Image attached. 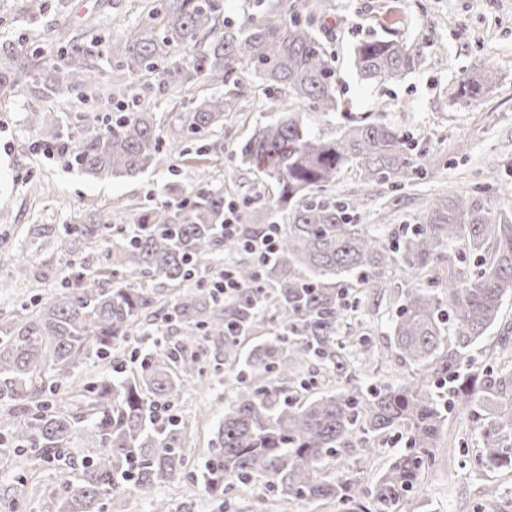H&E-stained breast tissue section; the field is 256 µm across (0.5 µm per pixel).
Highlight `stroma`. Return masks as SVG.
Here are the masks:
<instances>
[{"label": "stroma", "mask_w": 512, "mask_h": 512, "mask_svg": "<svg viewBox=\"0 0 512 512\" xmlns=\"http://www.w3.org/2000/svg\"><path fill=\"white\" fill-rule=\"evenodd\" d=\"M45 10L31 20L21 13L20 0H0V49L27 46L53 59L62 30L83 31L81 44L93 47L99 35L118 41L139 27L145 14L142 0H43ZM336 14L327 21L326 46L336 67V94L347 111L374 112L407 132L415 154L433 160L428 174L409 185L375 187L369 204L355 213L360 224H384L395 230L416 223L436 197L479 195L480 170L496 161L504 180L512 181V0H335ZM397 23L399 37L423 46L422 63L405 78L368 83L359 78L351 60L355 43L382 34L385 20ZM103 70L99 85L59 104L66 125L86 136L98 130L102 117L117 104L133 111L131 99L112 91V53L97 61ZM493 65L497 80L483 97L460 103L453 93L459 80L476 66ZM238 112L224 122V153L220 157L190 155L168 166L134 177L97 180L69 168L45 153L42 136L27 121L31 110L46 105L43 92L24 87L0 103V244L24 254L32 270L22 280L0 271V313L11 316L21 302L46 300L60 287L59 274L41 279L48 252H61L60 241L46 244L31 237L33 224H84L88 204L111 208L116 223H136L140 208L163 200L164 187L178 185L190 193L199 168H210L225 200L239 205L255 200L254 220L267 222L269 198L258 197L263 179L241 166L240 145L253 128L270 120L259 82L243 74ZM410 282L394 271L383 288L363 294L361 312L343 321V336L368 335L375 360L365 384L396 383L410 371L390 348L388 325ZM206 353L203 382H187L172 408L191 432V458L201 464L217 424L224 416V372ZM450 460L422 480L420 497L428 512H512V471H489L474 465L481 435L472 422L453 421ZM68 472L38 458L36 453L0 455V497L16 499L20 512H49L48 496ZM165 500L169 512H218L198 481L161 487L149 493L126 489L109 512H152L155 500Z\"/></svg>", "instance_id": "1"}]
</instances>
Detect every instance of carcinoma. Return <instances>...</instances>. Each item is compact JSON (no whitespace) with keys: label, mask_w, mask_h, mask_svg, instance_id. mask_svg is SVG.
I'll list each match as a JSON object with an SVG mask.
<instances>
[{"label":"carcinoma","mask_w":512,"mask_h":512,"mask_svg":"<svg viewBox=\"0 0 512 512\" xmlns=\"http://www.w3.org/2000/svg\"><path fill=\"white\" fill-rule=\"evenodd\" d=\"M334 11L335 0H250L232 24L221 20L224 0H148L143 23L112 44V70L124 75L116 92L132 95L136 111L112 113L88 137L65 128L52 106L29 113L42 141L84 173L134 175L186 156L191 141L200 142L198 156L223 154L224 139L214 132L236 111L238 74L246 70L278 115L254 128L239 160L272 183L273 211L288 215L286 224L259 227L249 211L238 210L237 229L226 234L224 188L203 174L187 196L167 187L170 200L144 208L135 224H116L101 208L88 224L32 229L61 240L69 274L59 294L0 321V403L12 409L0 451L31 449L68 466L65 449H93L80 474L54 492L52 512H106L129 483L150 492L188 479L224 501L259 477L284 505L325 501L340 512H416L422 479L439 463L448 424L459 415L480 430L477 465L512 469V368L481 364L473 354L499 322L504 298L512 297V208L446 194L398 235L382 224L354 222L374 186L402 187L426 175L429 164H418L409 137L371 112L344 113L334 135L308 132L306 113L333 117L341 107L322 38ZM421 61L420 48L391 30L352 50L367 81H397ZM44 64L21 49L0 59V99L40 82L49 97L65 101L99 81L100 68L75 43ZM496 78L494 68L482 66L460 80L454 99H476ZM201 81L228 91L193 96L169 123L135 92L188 91ZM347 168L355 169L361 193L340 202L329 190ZM485 174L484 190L512 195L495 163ZM270 227L275 248L260 258L250 245ZM102 245L101 263L88 262L85 255ZM221 252L232 258L241 285L231 295L204 276ZM398 267L434 275L431 286L410 283L391 320V349L413 376L363 387L357 373L368 366L370 338L342 339L337 327L352 310L353 289L379 288ZM156 281L182 292L170 301L162 289L142 287ZM267 310L275 334L243 351L242 338ZM158 326L178 336L153 344L137 372L72 387L69 404L49 402L75 370L92 359L108 365L116 350L137 353ZM207 342L224 349V364L238 374L207 459L195 471L188 427L175 417L156 424L155 409L176 399L185 380L203 377ZM307 365L345 384L320 389L314 378L301 377ZM395 430L403 448L383 468L367 476L353 465L325 471L327 461L358 444L367 457L376 455L378 437Z\"/></svg>","instance_id":"obj_1"}]
</instances>
